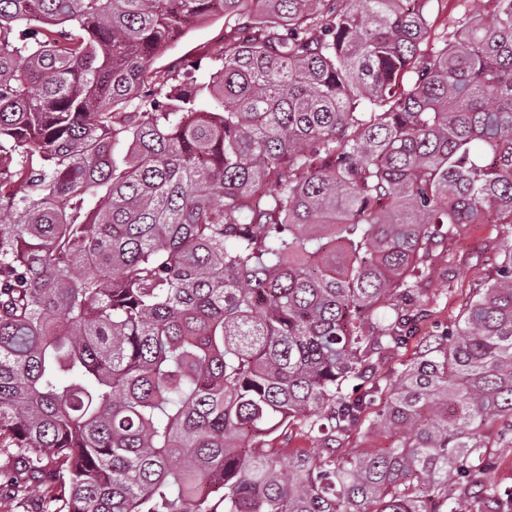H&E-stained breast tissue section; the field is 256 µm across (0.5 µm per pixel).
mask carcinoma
Segmentation results:
<instances>
[{
  "label": "carcinoma",
  "mask_w": 512,
  "mask_h": 512,
  "mask_svg": "<svg viewBox=\"0 0 512 512\" xmlns=\"http://www.w3.org/2000/svg\"><path fill=\"white\" fill-rule=\"evenodd\" d=\"M434 2L0 0V447L69 488L44 512L512 509L477 481L485 428L512 444V245L378 370L433 251L512 227V0L439 33ZM220 13L257 28L209 81L152 67ZM384 443H386L384 438H378L371 434L354 432L343 438L340 447L345 450V452L353 453L359 451L361 448H376L383 446Z\"/></svg>",
  "instance_id": "1"
}]
</instances>
